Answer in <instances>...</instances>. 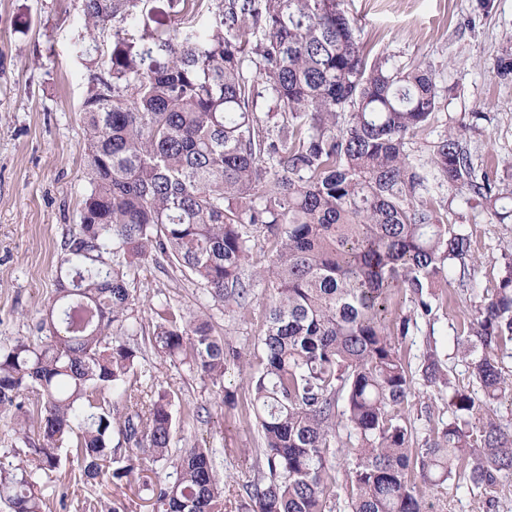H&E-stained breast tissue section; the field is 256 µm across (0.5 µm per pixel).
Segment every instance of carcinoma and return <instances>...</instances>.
Segmentation results:
<instances>
[{"instance_id":"1","label":"carcinoma","mask_w":512,"mask_h":512,"mask_svg":"<svg viewBox=\"0 0 512 512\" xmlns=\"http://www.w3.org/2000/svg\"><path fill=\"white\" fill-rule=\"evenodd\" d=\"M81 0L84 41L112 26L107 67L80 106L89 190L80 224L57 245V288L36 340L0 347V413L24 447L0 469L10 512H46V491L66 459L75 483L128 481L149 461L170 469L145 481L151 512H224L216 449L173 448L199 418L157 383L146 363L139 271L190 274L224 310L263 317L245 375L242 418L260 443L257 478L242 512H333L332 475L346 464L348 512H426L425 491L455 479L493 495L512 473V427L477 415L512 396V258L469 313L457 352L480 388H455L437 350L422 379L448 389V423L410 446L402 405L413 382L397 339L433 313L446 273H465L471 239L445 222L448 206L406 151L440 101L422 62H368L340 0ZM494 71L512 80V52ZM273 102L276 133L259 124ZM440 178L502 223L512 187L475 166L467 125L431 146ZM270 245L243 276L250 231ZM411 303L409 312L403 302ZM147 341L161 361L219 388L249 354L201 315L148 305ZM112 400H106V392ZM40 395L30 408L28 393ZM347 430L348 447L339 448ZM81 512H128L117 497Z\"/></svg>"}]
</instances>
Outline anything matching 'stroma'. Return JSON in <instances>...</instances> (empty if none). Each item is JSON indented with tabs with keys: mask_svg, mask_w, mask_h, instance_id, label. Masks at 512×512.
<instances>
[{
	"mask_svg": "<svg viewBox=\"0 0 512 512\" xmlns=\"http://www.w3.org/2000/svg\"><path fill=\"white\" fill-rule=\"evenodd\" d=\"M370 58L397 65L430 66L441 95L431 125L407 144L427 177L431 195L451 199L448 221L469 233L476 262L468 275L451 273L448 303L418 322L399 348L418 368L428 348L447 360L454 385L478 386L456 354L454 340L467 328L468 311L496 284L505 255L512 253V224H501L474 207L467 193L442 183L429 164L430 147L448 127L469 124L470 144L481 168L512 178V82L491 68L512 44V0H341ZM81 0H0V345L33 336L32 323L55 294L56 247L80 221L88 192L86 134L79 107L89 88L87 61L107 64L112 33H97L95 51L83 60ZM139 300L167 299L180 311L206 314L217 333L253 346L262 309L251 317L225 313L189 275L141 270ZM161 386L182 399L207 405L202 418L179 432L180 447L206 444L217 450L225 512H236L242 487L254 478L253 427L234 410L220 409L214 394L183 368L160 367ZM410 442L424 439L448 419L445 392L415 377L404 407ZM496 508L477 492L448 485L435 496L434 512H512V475L503 480Z\"/></svg>",
	"mask_w": 512,
	"mask_h": 512,
	"instance_id": "obj_1",
	"label": "stroma"
}]
</instances>
